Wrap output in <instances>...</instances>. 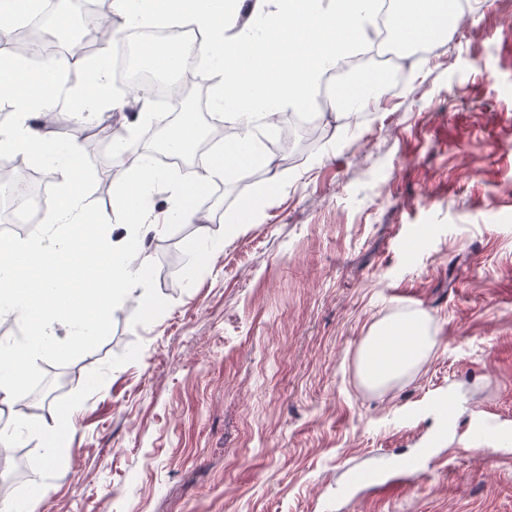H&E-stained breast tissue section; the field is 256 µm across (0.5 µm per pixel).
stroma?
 I'll list each match as a JSON object with an SVG mask.
<instances>
[{"label": "stroma", "instance_id": "obj_1", "mask_svg": "<svg viewBox=\"0 0 512 512\" xmlns=\"http://www.w3.org/2000/svg\"><path fill=\"white\" fill-rule=\"evenodd\" d=\"M469 28L414 52L418 67L362 55L389 87L338 142L321 137L284 166L288 184L240 224L257 196L216 177L194 204L204 221L148 238L150 305L127 300L101 335L35 359L5 417L25 452L0 505L29 512H512V456L466 427L475 410L512 418V0H465ZM133 112L85 125V203L121 180L112 143ZM223 246L199 255L195 241ZM432 319L418 373L372 392L357 374L370 327L398 313ZM68 383L32 403L53 373ZM456 400L454 422L428 403ZM73 427L46 449L37 430L67 408ZM44 466H37L40 457ZM424 467L390 495L339 491L384 458Z\"/></svg>", "mask_w": 512, "mask_h": 512}]
</instances>
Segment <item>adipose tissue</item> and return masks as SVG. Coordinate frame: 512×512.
<instances>
[{
	"label": "adipose tissue",
	"mask_w": 512,
	"mask_h": 512,
	"mask_svg": "<svg viewBox=\"0 0 512 512\" xmlns=\"http://www.w3.org/2000/svg\"><path fill=\"white\" fill-rule=\"evenodd\" d=\"M114 0L123 25H189L202 32L185 52L142 46L143 55L161 72L204 65L215 81L213 111L235 123L234 139L215 148L193 183L175 182L170 170L154 166L147 155L112 187V217L127 228L120 239L90 210L82 195L86 156L78 138L46 136L30 125L32 115L66 101L69 114L83 120L96 112L98 100L63 89L60 76L70 57L50 56L38 70L25 61L0 55V103L13 111L12 126L0 131V155L24 152L49 167L60 190L44 201V221L26 238L0 237V317L17 315L31 325L28 336L0 345V405L17 396L31 360L58 351L51 330L70 326L67 346H86L102 332L115 305L131 292L150 299L146 271L149 255L138 264L127 256L139 252L141 239L162 235L173 224H192L194 195L214 177H246L265 166L253 125L258 116L291 108L312 109L325 75L362 47L372 45L381 0ZM388 23L404 49L448 28V0H392ZM312 40L307 54L294 45ZM171 189L166 208L149 209L155 186ZM435 342L429 319L411 312L374 324L359 350L358 372L373 390L388 388L414 375Z\"/></svg>",
	"instance_id": "ef3b65f1"
}]
</instances>
